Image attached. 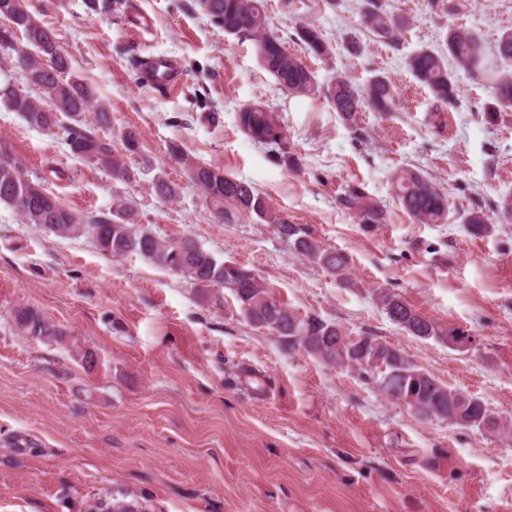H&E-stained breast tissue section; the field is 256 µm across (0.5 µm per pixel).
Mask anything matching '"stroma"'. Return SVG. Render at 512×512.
<instances>
[{"mask_svg": "<svg viewBox=\"0 0 512 512\" xmlns=\"http://www.w3.org/2000/svg\"><path fill=\"white\" fill-rule=\"evenodd\" d=\"M194 0H29L54 29L74 72L109 110L85 120L113 148L135 131L152 168L128 185L74 159L63 127L43 131L0 105V145L29 176L81 213L116 197L141 203L137 221L165 239H191L254 271L271 296L305 315L375 336L450 388L512 418V222L496 219L512 191V111L466 73L459 105L438 103L405 58L439 47L448 28L494 46L512 30V0H380L406 21L393 42L361 25L363 0H268L289 51L299 21L320 26L328 60L307 57L319 80L391 77L398 111L342 121L328 106L291 97L259 64L250 41L226 35ZM147 28H139L140 20ZM176 59L179 85L155 84L150 56ZM275 107L302 162L286 170L237 126L240 104ZM249 182L349 266L337 275L298 255L276 225L250 213L216 221L172 156ZM419 171L448 195L444 224H417L393 177ZM177 183L154 196L156 172ZM356 184L387 213L357 224L340 198ZM480 209L490 232L459 216ZM399 293L426 318L469 330L466 351L393 323L377 296ZM31 308L58 334L21 333ZM137 500L145 512H512V436L424 419L356 371L288 349L237 313L232 297L204 300L190 281L131 254H103L88 237L62 239L0 206V512H100Z\"/></svg>", "mask_w": 512, "mask_h": 512, "instance_id": "35a3bbf8", "label": "stroma"}]
</instances>
